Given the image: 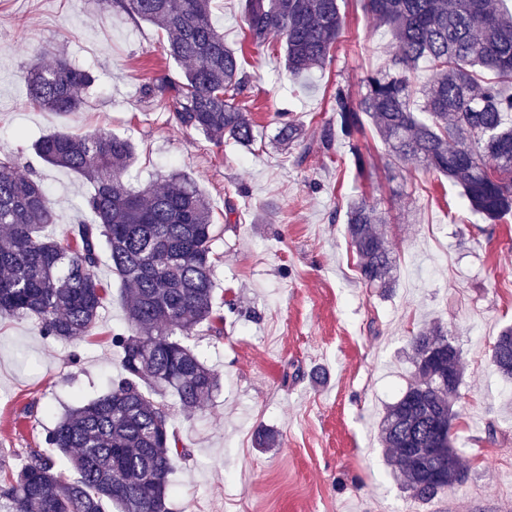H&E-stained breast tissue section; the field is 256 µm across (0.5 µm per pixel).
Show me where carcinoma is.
Segmentation results:
<instances>
[{
	"label": "carcinoma",
	"mask_w": 512,
	"mask_h": 512,
	"mask_svg": "<svg viewBox=\"0 0 512 512\" xmlns=\"http://www.w3.org/2000/svg\"><path fill=\"white\" fill-rule=\"evenodd\" d=\"M113 4L156 25L164 54L180 66L175 75L154 78L143 98L162 99L170 121L218 144L253 146L254 121L243 101L250 75L214 25L212 0ZM365 7L388 28L391 50L384 68L367 73L359 106L336 86L341 133L351 136L365 115L393 163L415 161L452 180L472 211L492 223L512 214V13L495 0H366ZM242 21L258 46L271 33L279 36L292 76L324 67L344 30L339 0H245ZM422 61L429 74L416 89L412 78ZM97 79L93 68L59 50L48 64L36 57L21 76L30 104L60 114L81 111V92ZM275 124L280 148L303 142L292 113H277ZM34 152L91 184L83 201L87 220L65 240L41 234L54 223L51 198L13 159L0 157V316L33 318L55 341L83 338L109 296L95 274L104 247L128 286L132 333L112 334L124 371L118 383L68 409L45 429L47 449L30 450L16 471L0 474V512H106L110 505L118 512H170V475L186 449L170 431L167 405L155 396L169 390L191 413L220 385L218 372L186 343L204 323L215 336L224 331V309L215 302L210 203L181 172L160 187L129 189L125 177L135 163L129 136L51 131ZM381 224L374 205L353 201L347 232L359 273L388 291L395 258ZM410 347L413 380L387 407L381 437L410 498L427 501L468 479L454 446L463 362L439 324L418 330ZM491 360L512 379V327L498 336ZM447 375L454 385L443 383ZM57 452L75 477L58 469Z\"/></svg>",
	"instance_id": "1"
}]
</instances>
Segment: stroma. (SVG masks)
Returning a JSON list of instances; mask_svg holds the SVG:
<instances>
[{
  "label": "stroma",
  "mask_w": 512,
  "mask_h": 512,
  "mask_svg": "<svg viewBox=\"0 0 512 512\" xmlns=\"http://www.w3.org/2000/svg\"><path fill=\"white\" fill-rule=\"evenodd\" d=\"M242 4L213 0V19L226 44L242 48L252 77L249 149L170 123L163 101L144 103V84L177 69L156 26L103 0H0V156L36 171L49 191L48 234L69 235L90 190L35 155L34 143L57 129L127 135L137 154L132 189L178 171L212 204L215 281L229 308L222 337L203 333L190 345L219 372L220 388L192 414L164 399L189 452L170 477L172 512H512V380L490 363L494 339L512 324V216L486 221L448 178L392 164L371 127L338 137L330 152L315 147L336 121V87L360 100L364 76L390 51V34L364 0H342L344 34L331 62L300 78L285 70L277 37L251 43ZM48 45L97 70L82 111L28 103L20 73ZM278 112L295 115L303 145L274 147ZM353 198L385 217L396 258L391 291L360 279L346 234ZM97 274L112 293L81 340L46 338L28 317L0 318L1 467L19 466L43 447L45 427L121 376L112 345L128 328L121 284L109 258ZM433 322L463 355L456 446L470 477L418 502L387 460L380 421L412 379V334ZM261 427L277 431L278 447H255Z\"/></svg>",
  "instance_id": "35a3bbf8"
}]
</instances>
